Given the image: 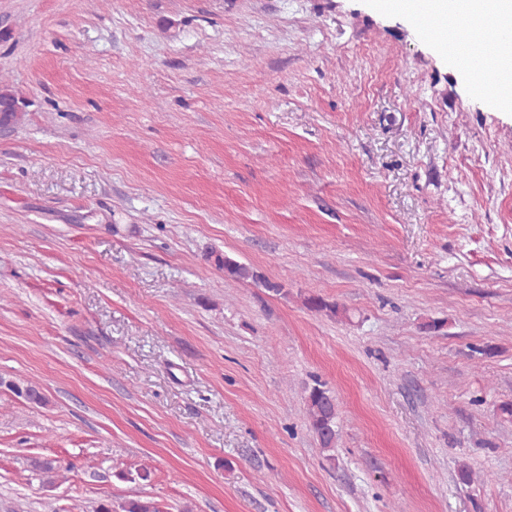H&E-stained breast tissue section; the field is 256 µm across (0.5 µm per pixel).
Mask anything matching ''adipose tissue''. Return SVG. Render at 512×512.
Returning a JSON list of instances; mask_svg holds the SVG:
<instances>
[{"label":"adipose tissue","instance_id":"1","mask_svg":"<svg viewBox=\"0 0 512 512\" xmlns=\"http://www.w3.org/2000/svg\"><path fill=\"white\" fill-rule=\"evenodd\" d=\"M393 8L435 20L431 30L435 42L453 51L459 23L493 34L512 31V0H390Z\"/></svg>","mask_w":512,"mask_h":512}]
</instances>
